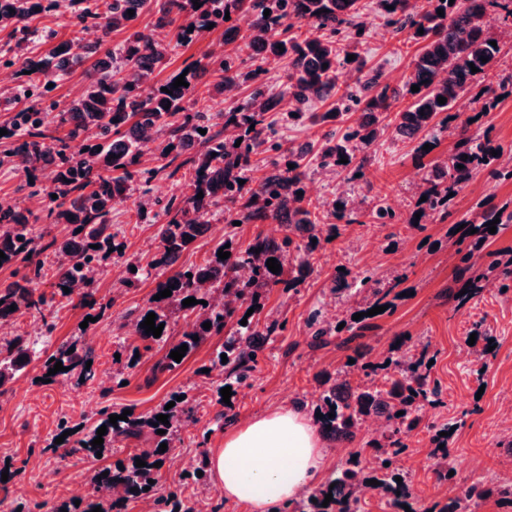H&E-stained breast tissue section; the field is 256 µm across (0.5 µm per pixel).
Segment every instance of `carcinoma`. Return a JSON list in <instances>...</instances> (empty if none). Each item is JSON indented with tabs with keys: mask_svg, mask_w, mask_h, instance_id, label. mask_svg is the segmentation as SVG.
Segmentation results:
<instances>
[{
	"mask_svg": "<svg viewBox=\"0 0 512 512\" xmlns=\"http://www.w3.org/2000/svg\"><path fill=\"white\" fill-rule=\"evenodd\" d=\"M57 0H3L0 4V26H12L9 34L14 40L0 54V63L17 67V75L26 84V90L39 98L48 84L65 75L69 69L86 61L91 62L88 70V83L80 93L55 115L56 128L66 130L64 139L93 141L90 148L74 156L54 144L55 136L49 134L41 112L27 107L17 112L8 137H17L12 154L23 167L38 166L51 172L57 185L62 189L59 196L57 218L74 229L61 237L53 238L46 244L37 245L32 236L31 225L25 217L12 210L0 211V251L6 258H0V266L17 265L26 270L25 280L35 283L42 277L43 261L40 255L51 251L56 257L54 276L55 287H67L68 293L80 284L88 283V272L95 267L99 253L111 247V225L108 215L116 198H126L130 183L134 178L145 174L152 176L159 171H168V176L187 170L189 191L172 197L162 208L163 222L158 228L159 250L154 255L152 267L171 268L180 254L191 242L205 231L202 221L205 215L222 202L235 205L227 209L225 220L232 224H284L288 233L282 238L256 235L249 246L230 257L221 260L218 252L204 263L180 270L158 283L156 291L171 289V296L160 300H150L152 307L143 311L137 323H142L153 312L155 324H164L161 337L139 329L143 341H163L168 335L169 321L166 309H183L182 301L193 297L199 303L188 307L202 317V323L185 330L182 337L169 345L176 350L187 345L192 352L204 336L224 330L232 320L238 302L257 295L260 288H268L282 281V273H273L266 262L270 258L282 265L287 253L292 250L304 252L300 267L310 266V256L318 247L312 243L319 238V219L303 205L305 196L297 195L307 176L305 153L282 148L274 126L266 121L268 112H288V118H303L301 105L309 98L320 101L334 100L331 107L321 116V120L335 118L343 113L344 101L353 103L361 110L359 122L347 128L341 140L335 134L325 136L319 153L320 165L324 168L338 167L351 181L358 180L356 174L363 172L365 158L358 157L373 143L381 131L384 120H390L395 133L414 144V152L419 157L428 155L423 150L426 144L437 145L428 138L429 131L436 125L449 131L451 138L448 153L431 166L428 184L424 195L427 200L416 202L408 223L415 222V214L443 221L448 217V202L451 194L458 193L482 170L490 166L500 167L512 175V147L492 146L488 136L478 137L470 133L471 120L457 122L452 113L457 98L470 91L492 68L500 48L491 45L495 40L483 25L482 19L494 8L503 13L504 21L512 22V0H429L426 9L414 10L410 0H382V5L390 6L386 13L389 23L399 28H409L411 37L420 45L412 60L411 73L405 90L401 91L389 84L380 82L378 73L367 74L360 90L339 93L338 84L340 55L357 54V45L344 49L332 40L343 29L354 31L360 38L364 29L360 22L358 0H198L201 7L194 6L192 0H163L155 27L173 29V37L180 43L190 42L208 30L211 23H223L224 43H242L249 51L255 68L242 72L236 65L237 58L223 54L212 56L205 64L188 69V73L175 71L159 85L151 83L152 75L168 64L167 45L153 34L133 29L139 14L149 0H70L75 7V18L79 23L87 22L99 31V38L89 44L75 45L71 41H60L43 55H30L25 52V43L31 41L37 30L30 28L29 21L34 17L56 8ZM269 16H264L265 10ZM443 10L439 16L437 10ZM134 11L130 16L127 11ZM246 13L249 23L242 29L227 23L225 13ZM183 23H178V20ZM124 27L131 30L120 52L115 56L104 48L110 33ZM424 34H419V30ZM284 51H279L277 45ZM487 62H482V58ZM288 60V84L284 93L271 95L266 92L261 75L262 63L268 60ZM328 67H323V64ZM478 72H471L470 65ZM207 71L212 81L200 87L198 71ZM185 75L189 86H172L180 75ZM242 83L253 85L247 100L226 112L212 113L206 109L193 112L185 106L192 100L204 101L212 94H222L226 88H235ZM419 86V91L411 87ZM409 94L414 101L393 118L388 113L400 97ZM446 98L440 104L437 98ZM240 130L236 140L224 137V128ZM206 130L201 134L198 129ZM165 138L166 146L162 157L166 163L151 169H140L142 163V140L147 131ZM190 147L194 153H186ZM497 151L494 156L491 151ZM116 158H111V155ZM468 159H462V155ZM348 162H340L341 158ZM294 168H289V165ZM463 168H457V165ZM245 184H239V181ZM203 198H197L198 193ZM341 207L333 208V218L339 224L359 223V214L348 206V201H339ZM500 219L512 222V213L504 214L496 209L484 211L478 222L468 223L465 236L470 229L477 230L475 236L487 240L488 222ZM192 277H187V274ZM332 292L356 288L368 292L369 308L392 305L388 297L397 287L392 283L386 288L379 287V280L365 272L347 280L340 272L333 279ZM207 304H201V301ZM16 309L41 312L45 298L34 295L27 288H6L0 291V320H8ZM211 323L206 330L203 323ZM198 336L193 340L192 336ZM256 332L252 322L238 325V329L224 342L227 355L224 366L229 368L228 380L236 384L245 383L251 376L259 347L255 344ZM73 345L60 347L52 358L44 361V369L54 368L60 361L67 367L55 377H69L73 374L92 380L94 368H86L92 359L90 352L68 353ZM30 360L29 346L22 336H15L0 345V387L5 386L16 373ZM399 377L388 380L382 386L352 385L345 375H337L336 381L324 388L315 404L318 413L316 421L320 432L334 440H352L356 437L363 421L376 414L386 416L393 422L389 431L381 438L373 439L370 447L376 449L379 464L366 471L361 461H348L340 475L328 484L311 491L295 503L293 510L282 512H360V499L356 489L378 490L387 498V503L395 512H468L471 503L483 498L486 490L483 482L477 481L451 501L433 506L420 502L409 503L411 494L407 483H398L402 476L394 462L407 448L405 437L413 431L418 419L412 413L426 403H437L438 386L430 385L428 373L422 370L423 361L416 358L406 364L395 362ZM175 406L159 413L168 416V423H157L156 415L144 417L134 413L128 420L109 423L111 411L105 408L101 418L91 428H76L82 437L76 441V448L88 458H97L100 448L93 447L91 441L97 437L101 426L107 427L103 436V448L113 443L139 438L144 428L153 435V448L137 454L146 462L138 467L136 462L122 468L115 466L93 470L90 481L96 485L117 486L122 494L113 498L107 505L88 503L82 512H92L99 506L102 512H123L128 501L148 495L144 488L150 486L148 480L156 479L158 468L154 463L163 461L167 453L159 452L160 444L172 448V436L180 425L185 410L176 397H171ZM402 415H397V412ZM335 414L329 418L328 413ZM165 434L160 435L157 430ZM389 466H384V463ZM108 476L98 479L103 472ZM375 479L376 485L368 484ZM332 494V501L322 506L325 495ZM159 512H193L192 508L175 493L156 499Z\"/></svg>",
	"mask_w": 512,
	"mask_h": 512,
	"instance_id": "cac0c4a2",
	"label": "carcinoma"
}]
</instances>
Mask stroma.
Masks as SVG:
<instances>
[{"mask_svg":"<svg viewBox=\"0 0 512 512\" xmlns=\"http://www.w3.org/2000/svg\"><path fill=\"white\" fill-rule=\"evenodd\" d=\"M360 5L365 31L358 50L367 71L380 73L391 87L402 88L417 44L409 31L398 32L388 24L380 0H360ZM34 25L41 32L30 45L36 54L46 53L57 40L85 41V28L65 9L37 18ZM50 31L55 34L51 40L46 37ZM223 48V28L212 29L192 42L173 45L168 69L174 72L207 60ZM484 86L500 97L493 110L482 112L483 99L475 88L458 99L454 111L463 118L481 113L472 132L510 147L512 47L506 48ZM354 117L351 111L327 123L292 122L284 112L268 117L284 148L308 150L305 190L309 209L321 220H328L333 200L343 195L358 203L361 221L340 226L334 238L322 240L310 271H300L298 259L287 257L284 282L262 290L257 361L250 380L233 387L230 399H223L220 393L226 373L215 362L224 334L205 337L172 370L157 368L168 343L154 345L138 360L130 358L129 347L137 341L131 325L169 272L150 269L136 288L125 286L123 273L132 264L147 267L158 246L155 215L161 204L182 193V181L162 174L147 181L139 179L129 198L113 203L109 216L113 249L101 253L98 261L91 285L95 307L58 296L53 286L56 259L47 255L45 275L36 288L45 295L46 306L42 313L22 312L12 320L17 334L29 343L31 360L0 389V472L10 473L7 481H0V500L22 512L37 503L42 504V512H51L52 507L73 503L70 489L76 483L83 486V500H100L97 486L88 479L89 470L128 461L133 454L152 447V436L146 433L120 441L93 461L52 448L60 419L89 427L103 408L147 414L160 409L172 394L182 392L188 403L173 446L184 463L178 469L164 463L154 494L160 497L175 491L191 502L208 499L211 512H239L238 507L225 503L223 492L210 477L190 476L189 460L222 447L225 433L249 418L282 407L311 413L323 381L335 377L337 370L347 369L350 379L361 378L374 385L380 374H364L362 364L388 355L403 359L416 348L423 350L429 362L427 371L439 385L442 403L424 405L418 426L406 439L402 471L412 493L432 503L439 501L441 485L459 490L479 479L491 486L502 474L512 473V429L499 425L503 406L512 403V291H502L489 280L478 298L458 302V257L449 235L457 221L475 216L482 201L512 209V179L496 180L480 173L451 201L444 222L413 227L403 221L417 195L409 177L419 164H432L434 156L447 153V133H439L434 156L419 162L411 144L396 136L392 128H385L365 152L364 180L351 182L342 173L320 167L317 153L326 134L343 132ZM13 147L12 141L0 139V201L22 211L35 238L47 242L66 230L53 215L55 185L39 170L14 165L8 157ZM139 201L146 204L141 214L135 210ZM380 205L394 207L400 223H373L370 214ZM208 221L206 233L182 254L179 267L201 263L218 242L228 239L235 249L242 250L256 235L270 232L265 224H227L220 206L209 214ZM341 268L353 276L370 270L402 279L393 312L375 318L372 329L357 338L351 337L345 323L349 311L363 306L364 301L358 295L332 293L331 279ZM331 308L336 309L335 319L341 327L333 331L327 345L313 347L308 320L311 314L323 316ZM48 322L54 326L49 334L44 331ZM273 322L278 325L276 332L267 333V325ZM477 326L495 343L488 354H480L478 346L468 343ZM64 343L92 351L95 370H108V380L42 382L44 361ZM444 423L454 427L448 438L447 459L452 475L445 481L438 477L431 442L433 426Z\"/></svg>","mask_w":512,"mask_h":512,"instance_id":"obj_1","label":"stroma"}]
</instances>
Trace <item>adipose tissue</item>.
<instances>
[{
	"label": "adipose tissue",
	"instance_id": "adipose-tissue-1",
	"mask_svg": "<svg viewBox=\"0 0 512 512\" xmlns=\"http://www.w3.org/2000/svg\"><path fill=\"white\" fill-rule=\"evenodd\" d=\"M326 454L310 419L291 408L249 419L212 449L208 468L225 502L241 512H273L298 499Z\"/></svg>",
	"mask_w": 512,
	"mask_h": 512
}]
</instances>
